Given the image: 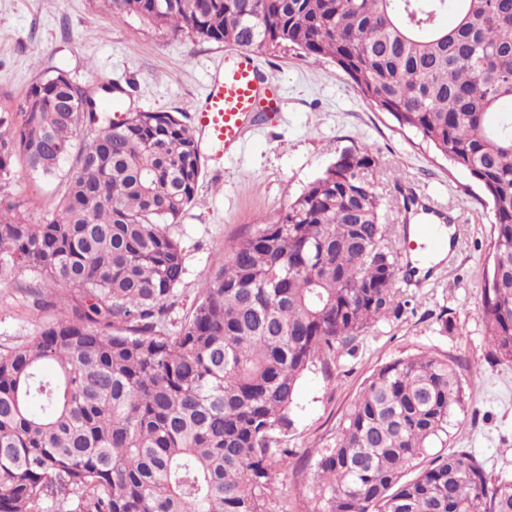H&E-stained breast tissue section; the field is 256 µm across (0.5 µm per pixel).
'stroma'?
<instances>
[{"instance_id": "35a3bbf8", "label": "stroma", "mask_w": 512, "mask_h": 512, "mask_svg": "<svg viewBox=\"0 0 512 512\" xmlns=\"http://www.w3.org/2000/svg\"><path fill=\"white\" fill-rule=\"evenodd\" d=\"M229 50L187 33L169 36L134 15L108 13L103 0H0V108H15L37 78L61 69L84 87L93 80L121 85L125 103L136 109L189 118ZM255 59L278 86L281 106L259 115L234 155L205 152L194 202L168 225L185 257L172 322L190 314L227 246L285 210L341 153L363 147L379 160L374 181L396 243L395 286L405 302L399 315L358 336L351 352L315 360L302 376L293 423L277 437L292 455L272 474L269 512H304L315 453L335 436L365 380L385 363L418 354L461 364L465 410L452 420L449 447L470 451L490 474H511L512 364L494 361L479 313L495 221L491 202L467 173L450 168L364 99L335 63L315 64L288 48ZM73 167L66 162L57 177L45 179L15 165L8 189L30 223L49 219L45 202L59 194ZM399 181L453 217L451 248L437 273L408 272L414 243L403 236L410 209L395 187ZM34 284L26 271L0 281L2 353L61 317L74 299L61 293L54 307H41ZM444 313L456 324L453 332L441 326Z\"/></svg>"}]
</instances>
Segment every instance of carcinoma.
Listing matches in <instances>:
<instances>
[{"label":"carcinoma","instance_id":"carcinoma-1","mask_svg":"<svg viewBox=\"0 0 512 512\" xmlns=\"http://www.w3.org/2000/svg\"><path fill=\"white\" fill-rule=\"evenodd\" d=\"M172 36L331 60L491 200L480 315L512 363V0H104ZM451 17V23L442 17ZM96 93L63 71L0 113V279L79 296L0 354V512H269L288 461L298 382L404 303L365 148L226 250L191 314L168 328L183 249L167 232L204 161L174 112L99 125ZM76 170L31 224L5 191L15 161ZM465 408L458 362L427 354L376 369L311 464L307 512H512L448 427ZM408 470L414 477L403 479Z\"/></svg>","mask_w":512,"mask_h":512}]
</instances>
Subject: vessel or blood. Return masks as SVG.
<instances>
[{"instance_id":"b4317fda","label":"vessel or blood","mask_w":512,"mask_h":512,"mask_svg":"<svg viewBox=\"0 0 512 512\" xmlns=\"http://www.w3.org/2000/svg\"><path fill=\"white\" fill-rule=\"evenodd\" d=\"M280 97L257 66L252 53L225 54L224 69L209 83L206 96L194 107L196 126L207 149L231 154L248 126L261 112L279 109Z\"/></svg>"}]
</instances>
